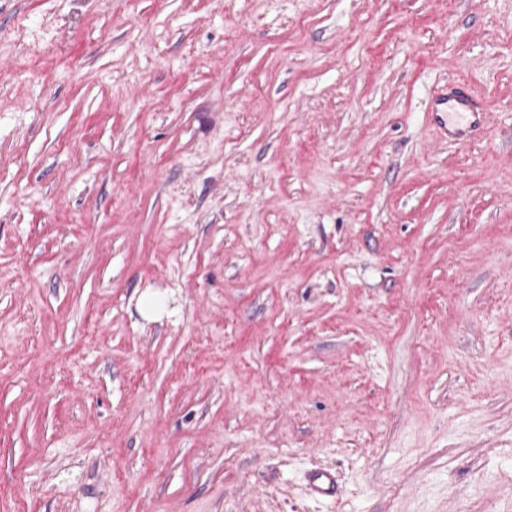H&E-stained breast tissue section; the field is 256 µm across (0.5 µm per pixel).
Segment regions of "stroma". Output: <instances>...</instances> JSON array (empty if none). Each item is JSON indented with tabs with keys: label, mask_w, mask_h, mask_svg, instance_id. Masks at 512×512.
<instances>
[{
	"label": "stroma",
	"mask_w": 512,
	"mask_h": 512,
	"mask_svg": "<svg viewBox=\"0 0 512 512\" xmlns=\"http://www.w3.org/2000/svg\"><path fill=\"white\" fill-rule=\"evenodd\" d=\"M0 512H512V0H0ZM486 109L468 86L453 81L440 87L432 97L428 124L450 141L465 143L472 132L484 127ZM308 486L311 492L322 498H336V476L326 469H317L310 472Z\"/></svg>",
	"instance_id": "stroma-1"
}]
</instances>
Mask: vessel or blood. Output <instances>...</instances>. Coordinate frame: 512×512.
Segmentation results:
<instances>
[{
    "label": "vessel or blood",
    "mask_w": 512,
    "mask_h": 512,
    "mask_svg": "<svg viewBox=\"0 0 512 512\" xmlns=\"http://www.w3.org/2000/svg\"><path fill=\"white\" fill-rule=\"evenodd\" d=\"M485 118L484 105L461 81H453L441 86L435 92L427 114L429 125L444 138L457 143L469 140L473 131L484 126ZM308 486L316 496L335 497L336 476L326 469L314 470L308 476Z\"/></svg>",
    "instance_id": "b4317fda"
}]
</instances>
